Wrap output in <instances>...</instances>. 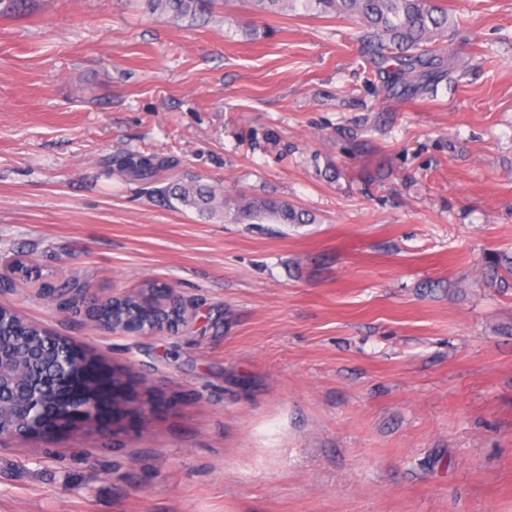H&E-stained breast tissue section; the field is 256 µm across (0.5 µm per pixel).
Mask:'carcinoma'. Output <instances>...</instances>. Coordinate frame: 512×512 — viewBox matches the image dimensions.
<instances>
[{"mask_svg":"<svg viewBox=\"0 0 512 512\" xmlns=\"http://www.w3.org/2000/svg\"><path fill=\"white\" fill-rule=\"evenodd\" d=\"M206 0H148L151 10L166 14L174 20L194 19L202 12ZM261 10L271 13L295 11L297 7L320 14L334 13L352 18L361 28L379 39L377 53L381 60L397 63L398 79L419 90L427 87L441 73L442 63L433 58L435 43L452 24L448 8L438 0H256ZM165 167V161L137 154L120 157L119 169L131 178L149 182ZM165 196L180 205L192 208L200 215L213 214L222 209L242 221L257 219L276 224H310L311 216L286 201L258 199H230L222 192L198 181L174 182L164 190ZM485 284L489 288L508 283L499 275L503 270L512 277V256L491 253L487 257ZM82 290V285L70 279L48 299L57 305L66 303ZM109 315L133 328H143L151 321V305L133 293L109 310ZM15 324L3 331L0 343L21 350L18 357L36 353L43 348L42 328L19 316Z\"/></svg>","mask_w":512,"mask_h":512,"instance_id":"cac0c4a2","label":"carcinoma"}]
</instances>
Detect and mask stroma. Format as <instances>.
Wrapping results in <instances>:
<instances>
[{
	"label": "stroma",
	"mask_w": 512,
	"mask_h": 512,
	"mask_svg": "<svg viewBox=\"0 0 512 512\" xmlns=\"http://www.w3.org/2000/svg\"><path fill=\"white\" fill-rule=\"evenodd\" d=\"M441 2L459 65L411 93L334 14L0 0V273L28 271L0 305L133 400L0 445V512H512V288L483 285L512 254V0ZM174 180L316 221L202 217ZM65 277L196 316L111 333L41 296ZM206 1L211 0H148V4L153 12L159 11L171 16L173 20H193L202 12ZM118 166L122 173L134 180L149 182L165 167V161L128 153L120 157ZM500 269L512 277V256L505 253H490L485 267V270H487L485 272V284L488 288L497 287L499 278L500 286L502 283L509 285L508 280L504 276L499 275Z\"/></svg>",
	"instance_id": "obj_1"
}]
</instances>
